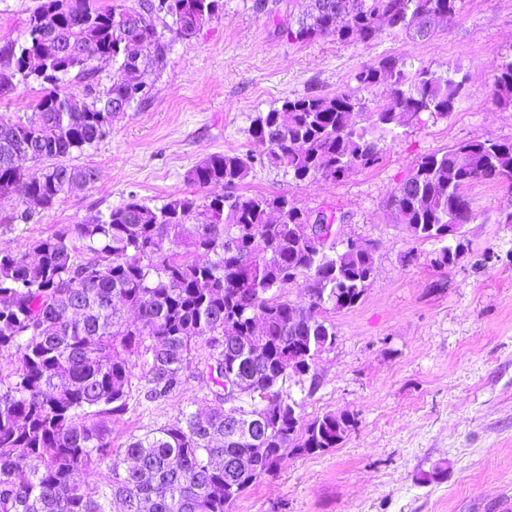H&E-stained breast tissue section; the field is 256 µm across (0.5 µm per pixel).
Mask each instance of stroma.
Listing matches in <instances>:
<instances>
[{
	"label": "stroma",
	"instance_id": "35a3bbf8",
	"mask_svg": "<svg viewBox=\"0 0 512 512\" xmlns=\"http://www.w3.org/2000/svg\"><path fill=\"white\" fill-rule=\"evenodd\" d=\"M223 7L189 39L173 42L161 70L143 76L146 100L112 122L111 134L67 162L97 170L33 224L0 223V250H25L60 225L92 221L136 193L159 206L188 192L185 174L214 154H260L248 128L257 113L313 89H347L362 66L393 57L465 82L453 112L422 114L385 140L383 160L338 181L295 185L283 171L254 167L251 193L288 194L307 211L341 218L342 238L375 250L374 280L361 302L326 309L336 342L316 361L315 387L287 380L302 417L353 414L336 448L284 454L233 512H506L512 506V187L466 190L477 215L463 228L468 250L456 265H432L434 242L410 241L384 207L420 157L461 142L512 140V108L492 97L494 64L512 58V0H463L430 39L382 33L372 44L318 38L289 42L253 0ZM198 345L179 394L152 403L132 378L129 409L112 423L114 445L203 412L213 385Z\"/></svg>",
	"mask_w": 512,
	"mask_h": 512
}]
</instances>
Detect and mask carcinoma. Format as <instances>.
Listing matches in <instances>:
<instances>
[{"instance_id": "carcinoma-1", "label": "carcinoma", "mask_w": 512, "mask_h": 512, "mask_svg": "<svg viewBox=\"0 0 512 512\" xmlns=\"http://www.w3.org/2000/svg\"><path fill=\"white\" fill-rule=\"evenodd\" d=\"M309 20L281 22L291 42L333 38L370 44L385 24L394 35L426 40L430 19H454L462 0H312ZM218 0H35L23 40L0 44V99L20 84L40 82L41 97L25 120L0 116V202L15 207L6 224H30L79 186L97 180L92 167L63 159L112 131L113 106L127 109L148 91L134 80L99 82L112 66L129 75L164 65L170 41L192 37ZM71 46L64 52L60 43ZM493 97L512 107V60L495 64ZM356 87L322 95L312 89L259 112L251 134L259 155L216 154L191 167L193 191L150 206L129 196L96 221L63 224L25 252L0 251V353L16 358L0 376V512H231L242 495L271 474L286 451L323 453L355 425L348 413L302 423V403L283 394L291 378L336 342L320 316L329 304L355 306L371 285L375 257L366 244L310 237L306 224H333L334 213H311L286 194L241 189L254 164L270 165L295 184L335 181L379 165L387 137L444 116L462 85L426 67L407 70L392 57L353 75ZM81 88V99L67 91ZM386 84L388 108L374 110L365 94ZM42 165L29 174V161ZM488 181L512 187V141L454 145L422 157L390 193L387 208L414 242L440 244L432 262L454 265L468 249L448 240L465 188ZM212 185L224 193L199 196ZM309 284L294 302L282 290ZM260 330L267 353L252 356L232 335ZM200 343L210 348L200 374L215 385L205 415L173 422L114 448L112 419L125 413L136 363L143 358L144 397L179 392L183 370ZM231 380L246 391L224 401ZM248 458L224 469V458ZM95 473L99 482L78 479Z\"/></svg>"}]
</instances>
